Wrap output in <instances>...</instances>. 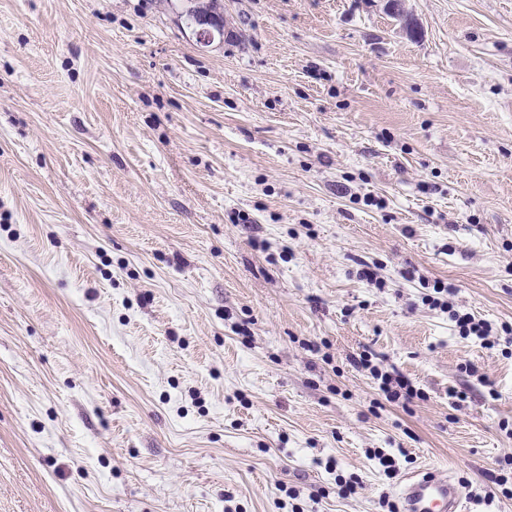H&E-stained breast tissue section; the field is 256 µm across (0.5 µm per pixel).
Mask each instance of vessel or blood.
I'll return each instance as SVG.
<instances>
[{
  "instance_id": "obj_1",
  "label": "vessel or blood",
  "mask_w": 512,
  "mask_h": 512,
  "mask_svg": "<svg viewBox=\"0 0 512 512\" xmlns=\"http://www.w3.org/2000/svg\"><path fill=\"white\" fill-rule=\"evenodd\" d=\"M463 486L443 471L409 476L401 489L402 512H460Z\"/></svg>"
}]
</instances>
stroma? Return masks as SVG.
Masks as SVG:
<instances>
[{"label":"stroma","instance_id":"35a3bbf8","mask_svg":"<svg viewBox=\"0 0 512 512\" xmlns=\"http://www.w3.org/2000/svg\"><path fill=\"white\" fill-rule=\"evenodd\" d=\"M222 3L0 0V512H512V0ZM190 2V5L185 10V17L191 26L194 27H215L220 25L221 34H224V19L216 12L218 8L217 0L210 1H186ZM221 22H220V21ZM433 291L435 294L440 296H427L429 297L427 298L428 304L434 309L439 308L442 311H448V315L451 320L455 322V326L458 329L460 336H477L483 340L489 336L491 327H489L486 322L476 320L470 312L455 308L456 306L454 303L448 299V296L453 295L452 287L446 285L442 281H435L433 284ZM442 296H446V299H443ZM352 362L356 369L369 371L373 379L377 382L378 389L385 395L388 401L396 402L403 397L405 401L409 402L414 399V397H421V393L418 392V389L415 388L409 380L395 371H382L376 365L372 364L369 355L361 353L360 356L358 358L355 357ZM402 390H404V392ZM463 485L443 471L409 476L401 489L402 512H459Z\"/></svg>","mask_w":512,"mask_h":512}]
</instances>
